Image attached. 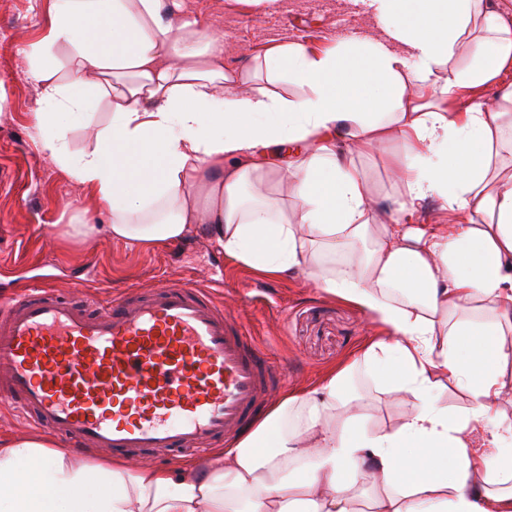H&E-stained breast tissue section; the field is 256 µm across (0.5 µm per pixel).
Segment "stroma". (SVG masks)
<instances>
[{
	"instance_id": "1",
	"label": "stroma",
	"mask_w": 512,
	"mask_h": 512,
	"mask_svg": "<svg viewBox=\"0 0 512 512\" xmlns=\"http://www.w3.org/2000/svg\"><path fill=\"white\" fill-rule=\"evenodd\" d=\"M179 3L182 17L222 31L227 71L242 75L247 87L268 86L291 98L304 96V88L293 81L268 84L256 71L254 56L294 42L323 53L357 35H383L381 22L352 0H279L272 10L249 0ZM46 4L47 0H0V295L35 287L45 276L69 298L89 296L101 303L174 275L212 281L221 286L217 298L225 311L284 364L288 394L314 386L345 365L366 337L383 332L377 317L324 292L304 276H261L201 237L149 251L69 237V225L102 224L106 218L36 143L32 114L38 105L29 78V52L42 35ZM405 150V143L392 136L357 160L382 214H390L402 199L403 188L391 179L388 165ZM356 383L365 396L362 414L367 429L400 421L403 395L363 370Z\"/></svg>"
}]
</instances>
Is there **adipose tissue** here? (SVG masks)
<instances>
[{
	"label": "adipose tissue",
	"mask_w": 512,
	"mask_h": 512,
	"mask_svg": "<svg viewBox=\"0 0 512 512\" xmlns=\"http://www.w3.org/2000/svg\"><path fill=\"white\" fill-rule=\"evenodd\" d=\"M362 3L383 40L321 54L297 42L260 60L267 77L307 87L292 100L236 93L223 34L175 20L171 0H50L32 49L35 132L106 215L100 239L150 250L201 236L268 275L303 274L386 333L203 463L93 462L45 434L2 437L0 512H358L348 469L379 488L377 512H512V423L500 408L512 167L498 161L512 89L494 109L453 106L512 65V22L485 0ZM92 99L109 122L93 120ZM76 128L87 142L77 155ZM390 132L409 150L393 165L403 199L383 223L354 154ZM273 176L292 196L267 189ZM430 197L455 223H410ZM363 365L408 395L396 426H361ZM449 388L467 409L439 405ZM409 447L427 459L413 464Z\"/></svg>",
	"instance_id": "adipose-tissue-1"
}]
</instances>
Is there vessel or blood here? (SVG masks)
Listing matches in <instances>:
<instances>
[{
	"label": "vessel or blood",
	"mask_w": 512,
	"mask_h": 512,
	"mask_svg": "<svg viewBox=\"0 0 512 512\" xmlns=\"http://www.w3.org/2000/svg\"><path fill=\"white\" fill-rule=\"evenodd\" d=\"M280 388V362L206 284L172 279L97 309L48 285L0 300V395L94 450L156 456L233 440Z\"/></svg>",
	"instance_id": "obj_1"
}]
</instances>
